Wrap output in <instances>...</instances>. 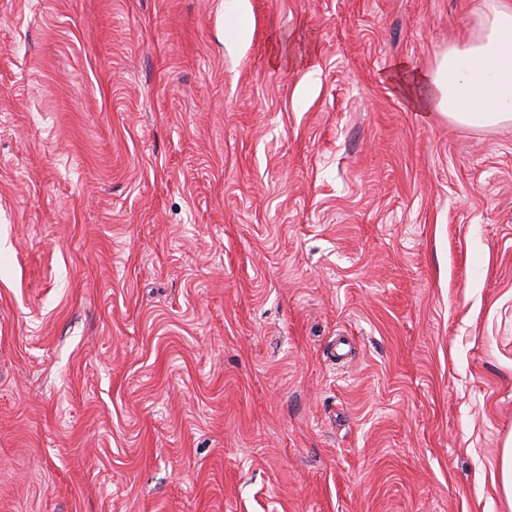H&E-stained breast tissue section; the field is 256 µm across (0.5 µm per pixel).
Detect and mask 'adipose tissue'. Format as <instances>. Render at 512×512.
<instances>
[{
  "instance_id": "ef3b65f1",
  "label": "adipose tissue",
  "mask_w": 512,
  "mask_h": 512,
  "mask_svg": "<svg viewBox=\"0 0 512 512\" xmlns=\"http://www.w3.org/2000/svg\"><path fill=\"white\" fill-rule=\"evenodd\" d=\"M476 36L449 47L434 68L395 63L386 78L416 112H436L457 124L493 128L512 122V0H495Z\"/></svg>"
}]
</instances>
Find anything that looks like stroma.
Here are the masks:
<instances>
[{
    "label": "stroma",
    "instance_id": "1",
    "mask_svg": "<svg viewBox=\"0 0 512 512\" xmlns=\"http://www.w3.org/2000/svg\"><path fill=\"white\" fill-rule=\"evenodd\" d=\"M224 2L0 0V512H512L488 0ZM494 2L478 34L450 46L434 68L391 66L387 81L410 109L474 128L512 122V4Z\"/></svg>",
    "mask_w": 512,
    "mask_h": 512
}]
</instances>
